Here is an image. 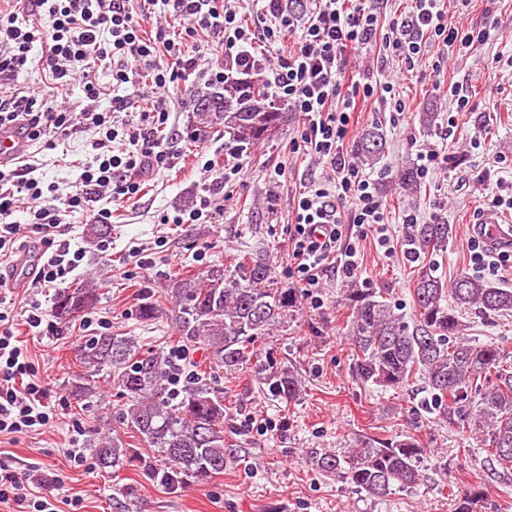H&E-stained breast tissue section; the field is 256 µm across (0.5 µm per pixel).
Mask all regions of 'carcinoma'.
I'll use <instances>...</instances> for the list:
<instances>
[{
  "mask_svg": "<svg viewBox=\"0 0 512 512\" xmlns=\"http://www.w3.org/2000/svg\"><path fill=\"white\" fill-rule=\"evenodd\" d=\"M199 122L193 138L201 140L218 126L241 147L265 141L285 122L286 113L269 100L261 80L230 78L222 91L200 96ZM385 147L370 131L358 146L361 160L373 164ZM448 224H409L405 238L415 253L433 252L448 244ZM270 265L234 262L174 278L166 288L178 307L177 328L185 345L204 343L226 368L254 357L255 343L285 323L297 308V290L270 288ZM452 303H446V295ZM98 299L90 278L60 292L52 314L67 321ZM353 339L358 352L349 370L353 379L384 390L403 389L422 381L430 396L425 408L448 427L479 422L489 437L498 465L512 470V356L493 345L472 344L461 336L456 309H475L485 317L512 313V288L489 284L461 273L444 288L434 269L423 267L414 287L416 318L409 323L378 293L348 288ZM80 361L95 371L108 370L126 399L119 423L137 434L142 445L166 463L161 479L170 484H207L224 472L231 450L224 447V393L196 378L177 398L169 393V360L140 352L132 336L100 332L80 348ZM264 390L276 399L298 396L297 375L286 362L267 354L260 359ZM424 443L408 439H370L342 454H325L316 467L373 499L419 485L418 462ZM103 469H120L136 460L119 438L103 437L96 449ZM487 508L485 491L469 485L456 495V512Z\"/></svg>",
  "mask_w": 512,
  "mask_h": 512,
  "instance_id": "cac0c4a2",
  "label": "carcinoma"
}]
</instances>
